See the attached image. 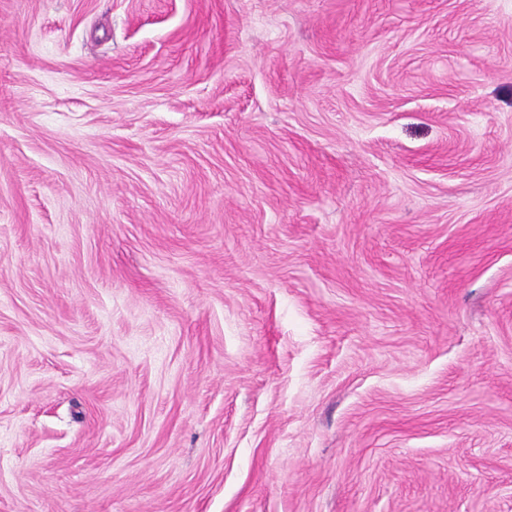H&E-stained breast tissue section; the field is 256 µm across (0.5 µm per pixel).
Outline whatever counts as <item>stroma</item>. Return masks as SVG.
<instances>
[{"label":"stroma","mask_w":512,"mask_h":512,"mask_svg":"<svg viewBox=\"0 0 512 512\" xmlns=\"http://www.w3.org/2000/svg\"><path fill=\"white\" fill-rule=\"evenodd\" d=\"M0 512H512V0H0Z\"/></svg>","instance_id":"1"}]
</instances>
